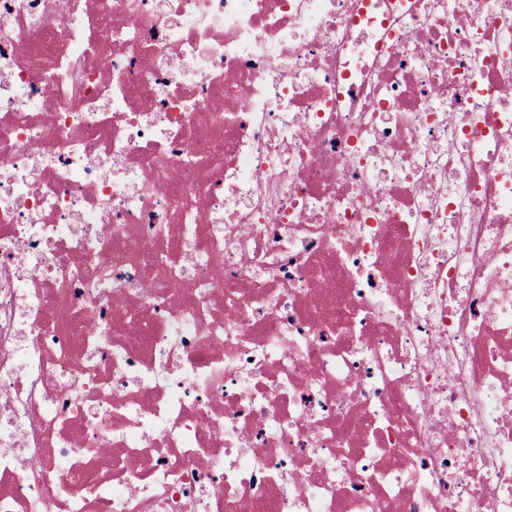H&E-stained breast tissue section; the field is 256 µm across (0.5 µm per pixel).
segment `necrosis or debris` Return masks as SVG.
<instances>
[{
    "label": "necrosis or debris",
    "mask_w": 512,
    "mask_h": 512,
    "mask_svg": "<svg viewBox=\"0 0 512 512\" xmlns=\"http://www.w3.org/2000/svg\"><path fill=\"white\" fill-rule=\"evenodd\" d=\"M0 512H512V0H0Z\"/></svg>",
    "instance_id": "obj_1"
}]
</instances>
